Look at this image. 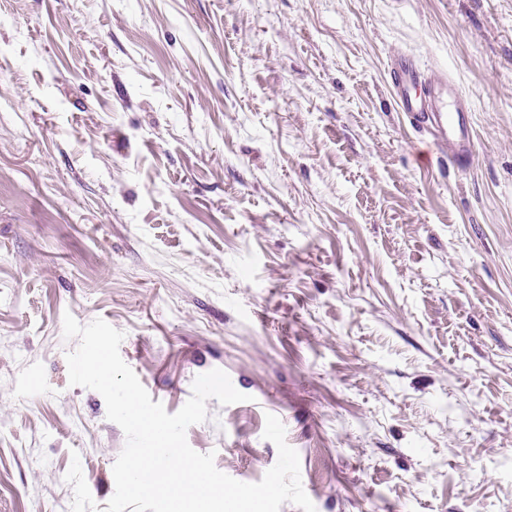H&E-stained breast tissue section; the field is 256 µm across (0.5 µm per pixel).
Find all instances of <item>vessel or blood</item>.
Here are the masks:
<instances>
[{
  "mask_svg": "<svg viewBox=\"0 0 512 512\" xmlns=\"http://www.w3.org/2000/svg\"><path fill=\"white\" fill-rule=\"evenodd\" d=\"M391 73L397 103L411 124L429 128L436 148L450 153L456 163H469L473 145L468 110L452 82H431L406 56L394 60Z\"/></svg>",
  "mask_w": 512,
  "mask_h": 512,
  "instance_id": "obj_1",
  "label": "vessel or blood"
}]
</instances>
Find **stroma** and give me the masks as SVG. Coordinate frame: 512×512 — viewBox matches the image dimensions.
<instances>
[{
	"label": "stroma",
	"instance_id": "obj_1",
	"mask_svg": "<svg viewBox=\"0 0 512 512\" xmlns=\"http://www.w3.org/2000/svg\"><path fill=\"white\" fill-rule=\"evenodd\" d=\"M452 80L474 157L399 112ZM246 483L512 512V0H0V512H105L126 435L63 316Z\"/></svg>",
	"mask_w": 512,
	"mask_h": 512
}]
</instances>
